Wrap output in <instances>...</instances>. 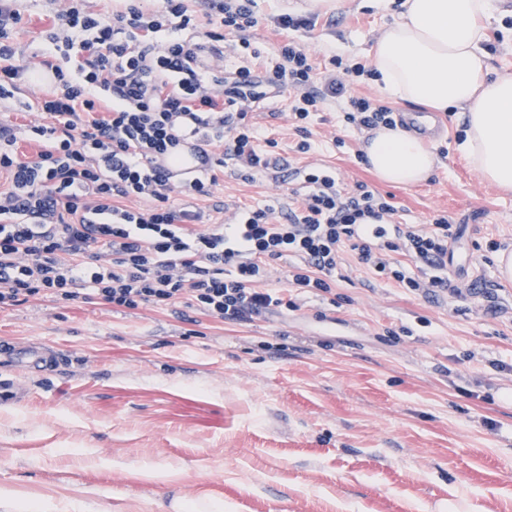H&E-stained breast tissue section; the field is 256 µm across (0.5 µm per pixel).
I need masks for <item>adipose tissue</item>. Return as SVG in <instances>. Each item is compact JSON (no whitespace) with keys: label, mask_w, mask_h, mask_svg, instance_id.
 I'll return each mask as SVG.
<instances>
[{"label":"adipose tissue","mask_w":512,"mask_h":512,"mask_svg":"<svg viewBox=\"0 0 512 512\" xmlns=\"http://www.w3.org/2000/svg\"><path fill=\"white\" fill-rule=\"evenodd\" d=\"M400 20L374 47L373 65L390 99L437 110H467L461 145L484 179L512 188V77L492 76L477 17L491 16L494 0H404ZM368 162L385 183L412 186L432 171L435 158L400 127L371 130Z\"/></svg>","instance_id":"adipose-tissue-1"}]
</instances>
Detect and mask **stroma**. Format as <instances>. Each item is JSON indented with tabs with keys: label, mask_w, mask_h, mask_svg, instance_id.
I'll use <instances>...</instances> for the list:
<instances>
[{
	"label": "stroma",
	"mask_w": 512,
	"mask_h": 512,
	"mask_svg": "<svg viewBox=\"0 0 512 512\" xmlns=\"http://www.w3.org/2000/svg\"><path fill=\"white\" fill-rule=\"evenodd\" d=\"M308 0H255L253 46L275 55L272 19L313 14L294 39L321 61L336 52L370 62L381 30L399 17L388 0H340L310 11ZM62 0H18L15 41L27 63L48 44L41 32ZM495 76L512 77V6L500 0L486 23ZM44 86L20 85L0 101V122H47ZM339 104L314 116L309 154L293 151L288 98L253 106L251 120L278 142L291 166L323 165L345 187L367 182L393 194L397 218L427 224L440 212L460 234L448 275L466 295L435 300L374 285L343 255L332 293L287 288L274 262L265 288L291 307L221 320L179 302L112 307L96 299L38 296L0 308V344L53 347L43 371L0 355V379L25 393L0 399V487L18 495L87 503L86 512H172L174 501L210 512H512V319L481 294L495 286L512 303L491 242L512 246V191L486 181L460 150L465 110L440 117L436 157L414 187L382 182L354 155L360 132L345 131ZM344 147H337V139ZM282 182L249 185L225 175L202 204L213 222L242 207L278 206ZM176 467L167 482L135 465Z\"/></svg>",
	"instance_id": "obj_1"
}]
</instances>
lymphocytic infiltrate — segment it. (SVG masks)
Listing matches in <instances>:
<instances>
[{
    "mask_svg": "<svg viewBox=\"0 0 512 512\" xmlns=\"http://www.w3.org/2000/svg\"><path fill=\"white\" fill-rule=\"evenodd\" d=\"M255 0H209L199 24L184 0H162L153 11L138 0L105 15L87 0H65L50 17L49 56L22 62L14 32L23 17L14 0H0V96L39 72L51 86L38 110L49 123L25 133L0 125V308L50 295L65 301L96 298L136 308L189 300L204 314L242 320L283 306L262 288L269 262L288 259L292 288L330 292L342 250L377 282L428 297L461 295L448 277V245L457 233L447 216L422 227L397 221L392 195L364 183L341 188L320 167L301 173L303 194H291L281 223L271 207L244 208L229 224H205L195 199L213 197L216 173L242 180H281L271 154L277 142L250 120L249 109L271 93L289 92L298 152L312 148L308 123L332 102L343 103L345 127L396 126L387 105L352 94L366 70L331 54L323 63L289 37L272 68L258 65L248 38L258 19ZM199 33V41L184 32ZM235 40L242 63L231 76L200 72L199 57L222 60L220 42ZM184 133L202 146L224 142L210 167L182 184L184 206L170 203L172 185L152 165ZM37 143L33 160H20L19 136ZM134 199H149L147 209ZM418 269L409 275L404 261Z\"/></svg>",
    "mask_w": 512,
    "mask_h": 512,
    "instance_id": "lymphocytic-infiltrate-1",
    "label": "lymphocytic infiltrate"
}]
</instances>
